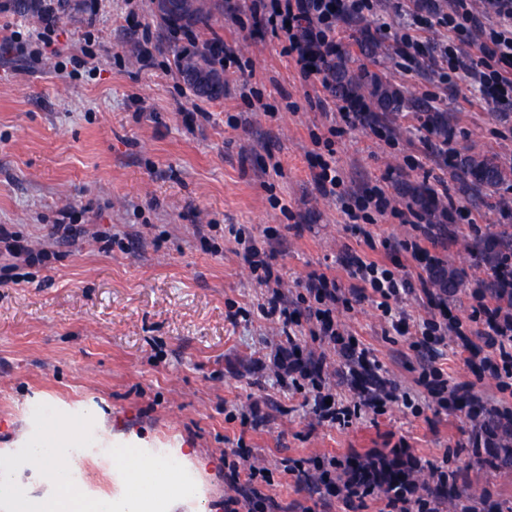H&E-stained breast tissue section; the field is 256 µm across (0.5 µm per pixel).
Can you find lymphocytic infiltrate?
Returning <instances> with one entry per match:
<instances>
[{"instance_id":"f902f5d3","label":"lymphocytic infiltrate","mask_w":512,"mask_h":512,"mask_svg":"<svg viewBox=\"0 0 512 512\" xmlns=\"http://www.w3.org/2000/svg\"><path fill=\"white\" fill-rule=\"evenodd\" d=\"M432 10H424L420 0H397L400 21L395 27L380 23L379 31H392L393 50L403 61L423 54L426 44L422 32L440 27L445 35L438 47L433 77L445 90H453L456 78L468 58H475L473 80L479 92V106L486 112L512 110V0H433ZM224 11L233 20L248 17L254 26L265 27L280 40L282 53L293 66L301 87L313 88L315 104L324 111H338L340 124L329 125L324 134L314 135L319 146L311 164V178L317 191L338 201L354 230L393 217L431 238L434 221L417 212L413 205L395 201L391 192L374 187L363 194L349 195L336 168L335 143L346 128L366 121V110L353 99L336 100V59L345 54L346 45L339 38L341 27L377 17L375 0H224ZM230 235L240 246V256L247 263L266 295L261 309L267 319L278 324L288 340V354L280 359L277 380L296 388L313 399V411L323 421L341 426L353 417L377 411L388 402L411 404L409 393L401 392L392 382L382 383L373 392L347 404L337 400L328 382L324 357L305 364L296 341L299 330H307L313 341L340 345L352 365L370 366L369 351L353 341L351 334L336 319L338 308L352 302L373 300L387 331L403 335L414 333L417 346L433 347L455 337L465 354L464 363L477 379L493 381L499 393L512 391V264L507 259L494 261L495 299L482 301L472 310L473 335L461 329L459 318L448 314V291L436 287L443 269L420 244L421 239L399 241L401 250L415 262L416 273L391 269L383 260L351 255L348 264L355 280L351 288H342L336 275L310 274L302 283L300 307L289 306L283 295L285 282L250 231L243 226L230 227ZM422 294L428 307L424 315L408 318L401 306L412 295ZM416 384L427 406L441 407L447 400L461 399L470 405L472 418L488 413L484 396L474 393L472 385L449 380L443 369L429 364L423 367ZM228 461L230 495L224 498V512H266L269 495L263 483L269 475L263 468L242 469L251 456L250 449L239 447ZM334 456H318L309 462H295L289 473L297 481L313 486L330 498L346 503L382 499L381 512H440L439 501L414 496L410 490L382 494L377 478L350 476L337 482L336 472L343 468Z\"/></svg>"}]
</instances>
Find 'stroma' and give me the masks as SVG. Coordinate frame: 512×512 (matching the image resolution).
I'll list each match as a JSON object with an SVG mask.
<instances>
[{
    "label": "stroma",
    "mask_w": 512,
    "mask_h": 512,
    "mask_svg": "<svg viewBox=\"0 0 512 512\" xmlns=\"http://www.w3.org/2000/svg\"><path fill=\"white\" fill-rule=\"evenodd\" d=\"M29 26L22 8L0 11V225L52 255L24 267L19 284L0 285V455L32 431L31 406L49 400L63 413L91 415L100 435L75 456L90 497L121 490L107 445L135 437L151 452L193 451L185 466L199 495L171 512H224V453L242 441L269 471V512L298 505L378 512L374 500L323 504L284 466L325 452L373 448L390 456L406 443L421 467H442L480 489L468 502L471 512H512V474L477 465L466 407L416 414L389 402L341 428L319 421L304 396L282 388L272 373L270 347L284 337L258 311L263 290L237 256L228 225L247 227L272 255L292 305L299 281L314 272L338 275L350 287L348 254L410 265L394 244L412 233L390 217L370 225L369 236L355 234L339 203L315 190L312 136L325 133L331 119L307 99L280 42L250 36L219 14L190 37H176L153 0L135 9L129 0H100L90 27L73 0H63L53 43L34 64L4 42ZM365 30L359 24L347 31L349 74L378 75L400 90L404 105L379 113L376 130L337 138L336 165L355 192L387 184L409 195L441 182L448 206L480 213L475 226L448 221L431 250L460 273L463 285L448 307L467 318L478 284L493 276L483 242L512 238V217L500 208L501 199H512V112L474 108L467 78L445 96L439 112L449 148L461 157L492 156L508 173L496 188L464 190L456 169L438 165L440 140L428 133L425 113L412 108L434 90L428 56L406 70L389 48L369 59L360 50ZM145 33L156 46L148 69L135 61ZM214 38L237 44L239 59L223 71V94L208 98L175 66L170 46ZM245 79L271 112L239 127ZM290 100L296 111L286 109ZM272 159L281 173L268 170ZM64 207L93 235L73 245L50 239ZM234 306L243 311L235 321L228 317ZM337 318L376 362L369 371L333 376L344 399H356L372 374L416 391L422 365L433 358L450 380L490 390L475 383L455 343L431 354L416 348L413 336L384 335L371 302L339 310ZM254 405L259 424L242 426L241 415Z\"/></svg>",
    "instance_id": "35a3bbf8"
}]
</instances>
